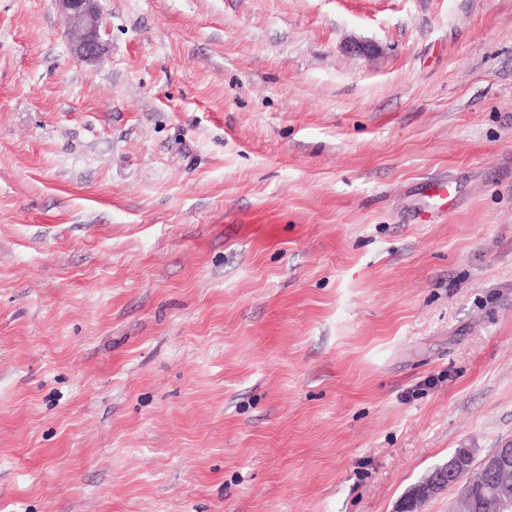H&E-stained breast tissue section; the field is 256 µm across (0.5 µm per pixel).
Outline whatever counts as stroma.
<instances>
[{"mask_svg": "<svg viewBox=\"0 0 512 512\" xmlns=\"http://www.w3.org/2000/svg\"><path fill=\"white\" fill-rule=\"evenodd\" d=\"M98 9L85 63L0 0V512H397L511 446L512 0Z\"/></svg>", "mask_w": 512, "mask_h": 512, "instance_id": "obj_1", "label": "stroma"}]
</instances>
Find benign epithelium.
<instances>
[{
	"instance_id": "7a95c632",
	"label": "benign epithelium",
	"mask_w": 512,
	"mask_h": 512,
	"mask_svg": "<svg viewBox=\"0 0 512 512\" xmlns=\"http://www.w3.org/2000/svg\"><path fill=\"white\" fill-rule=\"evenodd\" d=\"M71 20L69 48L81 62H92L102 51L100 15L97 0H57ZM512 449L498 448L474 464V450L460 448L437 468L431 482L423 488L430 497L448 486L451 479L463 478L466 486L476 492L492 495L507 510L512 508Z\"/></svg>"
}]
</instances>
